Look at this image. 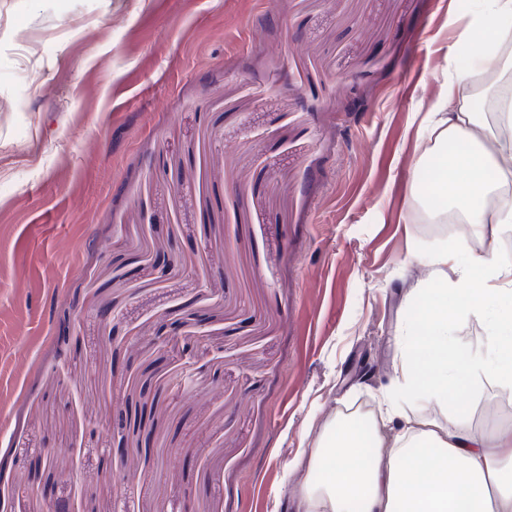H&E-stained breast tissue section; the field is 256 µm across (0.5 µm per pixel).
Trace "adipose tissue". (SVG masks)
<instances>
[{"label": "adipose tissue", "mask_w": 512, "mask_h": 512, "mask_svg": "<svg viewBox=\"0 0 512 512\" xmlns=\"http://www.w3.org/2000/svg\"><path fill=\"white\" fill-rule=\"evenodd\" d=\"M450 50L470 54L453 67L443 100L429 112L421 138L465 150L436 187L447 194L462 223L512 230V196L488 180V167L512 164V91L496 89L493 110L508 135L488 139L474 118L477 75L502 76L512 68L505 37L512 33V0H476ZM435 277L422 308L421 333L397 356L380 413L360 426L332 420L316 448L300 451L292 470H306L297 486L296 512H512V431L487 433L466 419L443 423L449 400L484 375L512 392V260L496 248L481 252L439 247L416 252ZM451 267L455 280L441 275ZM484 323L475 348L460 345L468 319Z\"/></svg>", "instance_id": "adipose-tissue-1"}]
</instances>
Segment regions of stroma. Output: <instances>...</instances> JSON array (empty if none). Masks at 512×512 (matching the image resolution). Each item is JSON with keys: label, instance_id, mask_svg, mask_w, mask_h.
I'll list each match as a JSON object with an SVG mask.
<instances>
[{"label": "stroma", "instance_id": "obj_1", "mask_svg": "<svg viewBox=\"0 0 512 512\" xmlns=\"http://www.w3.org/2000/svg\"><path fill=\"white\" fill-rule=\"evenodd\" d=\"M471 0H0V487L11 512H286L377 408L441 232L419 138ZM175 253L182 268L160 276ZM189 355L159 351L158 320ZM122 341L112 343L110 329ZM374 373H364V366ZM166 385L127 463L105 412ZM512 429L489 379L449 406ZM49 482L28 473L45 456Z\"/></svg>", "mask_w": 512, "mask_h": 512}]
</instances>
